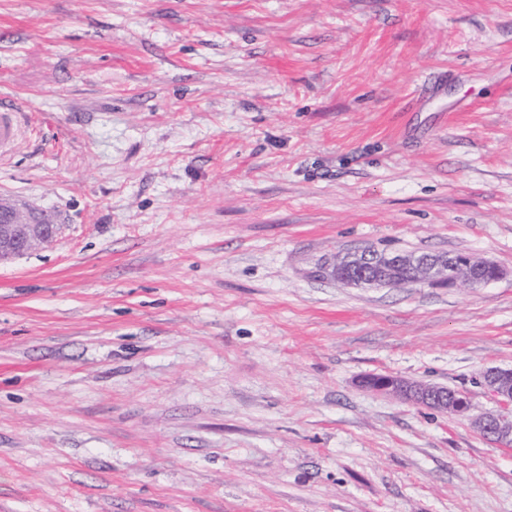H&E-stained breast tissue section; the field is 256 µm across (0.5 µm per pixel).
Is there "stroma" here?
Instances as JSON below:
<instances>
[{"label":"stroma","mask_w":512,"mask_h":512,"mask_svg":"<svg viewBox=\"0 0 512 512\" xmlns=\"http://www.w3.org/2000/svg\"><path fill=\"white\" fill-rule=\"evenodd\" d=\"M2 98L61 229L0 262V512H512V447L357 385L512 368V0H0ZM364 248L504 275L322 277Z\"/></svg>","instance_id":"obj_1"}]
</instances>
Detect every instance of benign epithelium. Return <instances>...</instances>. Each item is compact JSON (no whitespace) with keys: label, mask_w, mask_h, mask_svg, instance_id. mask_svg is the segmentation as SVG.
<instances>
[{"label":"benign epithelium","mask_w":512,"mask_h":512,"mask_svg":"<svg viewBox=\"0 0 512 512\" xmlns=\"http://www.w3.org/2000/svg\"><path fill=\"white\" fill-rule=\"evenodd\" d=\"M59 225L46 214L0 200V261L16 258L51 244ZM325 274L350 288L413 287L477 288L500 279L492 261L467 254L403 253L366 249L336 257ZM479 383L496 409L472 414L471 400L446 386L422 384L390 374H370L360 380L369 391L399 397L415 405L456 416H468L482 436L512 446V368L488 367Z\"/></svg>","instance_id":"benign-epithelium-1"}]
</instances>
